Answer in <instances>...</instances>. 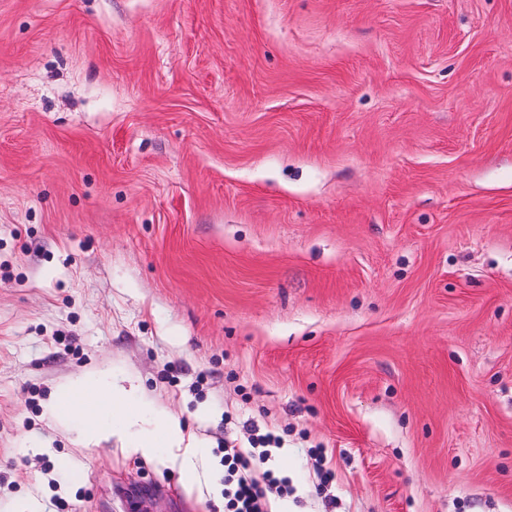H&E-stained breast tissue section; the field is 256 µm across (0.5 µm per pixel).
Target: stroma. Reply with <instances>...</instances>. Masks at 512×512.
<instances>
[{
    "label": "stroma",
    "mask_w": 512,
    "mask_h": 512,
    "mask_svg": "<svg viewBox=\"0 0 512 512\" xmlns=\"http://www.w3.org/2000/svg\"><path fill=\"white\" fill-rule=\"evenodd\" d=\"M267 433L280 512H512V0H0V512H224ZM57 420H77L83 437L112 432L130 441L131 447L143 454H155L159 448H184L180 467L187 480L197 476L196 461L204 453L203 446L185 445L180 422L164 417L154 428L143 429L144 402L132 397L122 386L104 379H88L62 390L46 411ZM112 416V428L104 419Z\"/></svg>",
    "instance_id": "stroma-1"
}]
</instances>
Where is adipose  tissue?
<instances>
[{
  "label": "adipose tissue",
  "instance_id": "ef3b65f1",
  "mask_svg": "<svg viewBox=\"0 0 512 512\" xmlns=\"http://www.w3.org/2000/svg\"><path fill=\"white\" fill-rule=\"evenodd\" d=\"M49 417L77 420L85 437L112 433L129 440L132 448L153 454L161 448H177L183 455L180 467L186 479L197 476L196 462L204 453L198 444L186 443L178 420L165 417L154 428H142V400L133 398L118 384L101 378L78 382L62 390L47 408Z\"/></svg>",
  "mask_w": 512,
  "mask_h": 512
}]
</instances>
